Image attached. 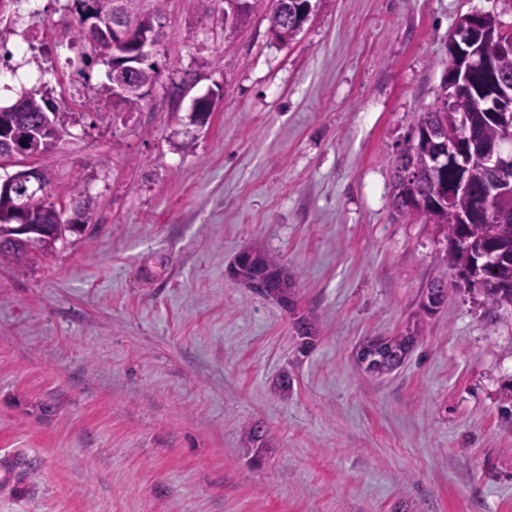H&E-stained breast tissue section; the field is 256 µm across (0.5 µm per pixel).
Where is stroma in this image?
<instances>
[{
	"label": "stroma",
	"mask_w": 512,
	"mask_h": 512,
	"mask_svg": "<svg viewBox=\"0 0 512 512\" xmlns=\"http://www.w3.org/2000/svg\"><path fill=\"white\" fill-rule=\"evenodd\" d=\"M294 41L272 2L140 0L160 80L108 98L69 0L11 13L0 104L45 91L65 134L33 159L92 219L0 265V512H512V304L457 286L435 225L393 212V161L448 74L461 17L512 0H311ZM216 107L195 122L194 98ZM245 249L288 268L317 333L233 281ZM448 284L421 316L422 291ZM420 323L404 364L354 351ZM289 387H282V380ZM259 429L261 445L249 433ZM310 1L311 0L296 2L297 4H301V6L298 7V12L300 16L298 28L302 26V24L305 22L311 11ZM275 11L288 21V14H294L295 5H293L292 2H288V0H275ZM277 13H275L272 9L267 16L268 32L271 38L279 43H285L287 41L293 40L300 29L298 30V28L292 25L290 22H288L287 26L279 18Z\"/></svg>",
	"instance_id": "1"
}]
</instances>
